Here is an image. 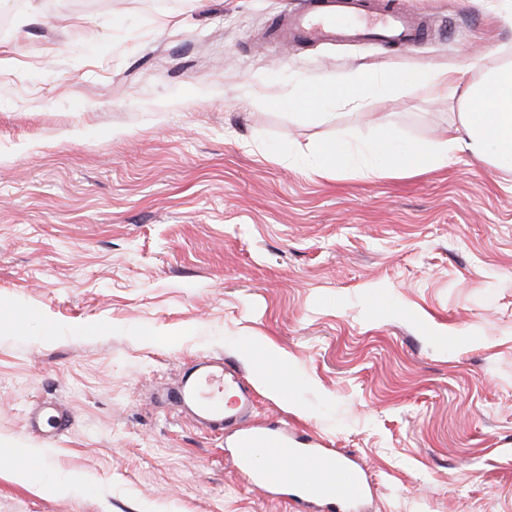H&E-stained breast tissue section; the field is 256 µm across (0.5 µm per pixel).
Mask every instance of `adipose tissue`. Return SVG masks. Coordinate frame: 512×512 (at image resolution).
<instances>
[{
  "instance_id": "adipose-tissue-1",
  "label": "adipose tissue",
  "mask_w": 512,
  "mask_h": 512,
  "mask_svg": "<svg viewBox=\"0 0 512 512\" xmlns=\"http://www.w3.org/2000/svg\"><path fill=\"white\" fill-rule=\"evenodd\" d=\"M472 68L473 76L457 97L459 121L447 137L429 145H402L389 137L367 147L343 139L327 142L309 150L312 172L348 167L368 177L390 169L417 172L447 165L459 151L512 167V64L489 69L477 60Z\"/></svg>"
}]
</instances>
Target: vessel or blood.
Instances as JSON below:
<instances>
[{"instance_id":"1","label":"vessel or blood","mask_w":512,"mask_h":512,"mask_svg":"<svg viewBox=\"0 0 512 512\" xmlns=\"http://www.w3.org/2000/svg\"><path fill=\"white\" fill-rule=\"evenodd\" d=\"M270 33L293 46L349 41L409 47L428 36L425 25L397 0H301L297 11L283 13L271 24ZM171 397L198 427L223 435L237 471L250 486L287 499L297 512H349L371 492L352 457L319 439L253 424L254 391L234 362L191 365ZM28 424L50 440L69 430L72 417L64 409L39 406L29 413ZM261 451L288 458V471L258 464Z\"/></svg>"}]
</instances>
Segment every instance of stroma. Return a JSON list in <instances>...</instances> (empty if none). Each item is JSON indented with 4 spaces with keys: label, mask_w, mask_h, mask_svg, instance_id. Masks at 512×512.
Masks as SVG:
<instances>
[{
    "label": "stroma",
    "mask_w": 512,
    "mask_h": 512,
    "mask_svg": "<svg viewBox=\"0 0 512 512\" xmlns=\"http://www.w3.org/2000/svg\"><path fill=\"white\" fill-rule=\"evenodd\" d=\"M299 0H16L0 37V512H293L167 399L191 363L236 362L253 420L354 456L362 512H512V170L313 174L295 148L442 138L420 84L280 99L324 78L512 62L488 0H405L408 49L287 47ZM290 392L257 384L266 348ZM40 404L72 426L46 444Z\"/></svg>",
    "instance_id": "35a3bbf8"
}]
</instances>
